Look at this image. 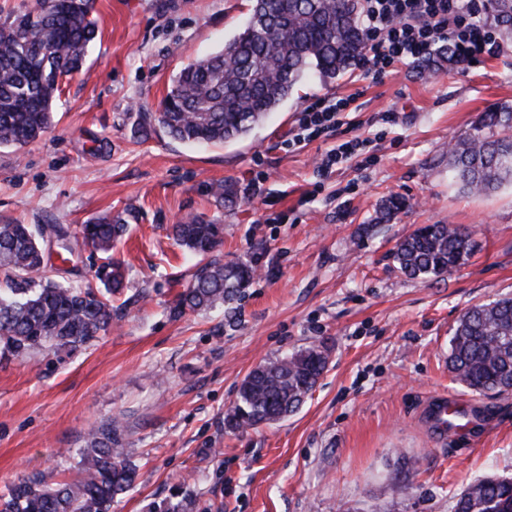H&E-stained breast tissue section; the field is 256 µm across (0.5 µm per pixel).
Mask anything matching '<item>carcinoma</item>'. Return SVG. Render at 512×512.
Returning <instances> with one entry per match:
<instances>
[{"instance_id":"cac0c4a2","label":"carcinoma","mask_w":512,"mask_h":512,"mask_svg":"<svg viewBox=\"0 0 512 512\" xmlns=\"http://www.w3.org/2000/svg\"><path fill=\"white\" fill-rule=\"evenodd\" d=\"M94 0H35V6L0 23V147H22L53 126L61 84L82 70L99 28ZM476 8L503 38L512 37V0H479ZM362 0H253L250 19L224 47L183 67L154 112L141 116L139 132L160 127L183 143H214L249 134L288 99L309 74L330 82L367 48ZM454 63L441 45L418 66L432 71ZM452 182L468 193L512 187V105L478 117L448 149ZM409 207L390 196L377 220ZM127 231L118 215L80 230L67 224H0V355L24 358L49 345L73 353L90 347L112 327L127 288L125 268L114 257ZM174 242L199 256L196 269L170 313L181 317L240 300L255 269L215 254L224 225L190 215L171 226ZM100 254L97 283L58 280L72 274L74 243ZM473 250L453 224H426L399 241L394 258L410 276L444 275L465 264ZM323 345H312L265 363L242 380L225 412L232 430L277 422L312 395L328 365ZM448 370L466 388L484 395L512 391V297L466 309L450 338ZM125 429L113 419L93 430L79 449V476L56 481L41 472L24 475L0 494V512H110L134 485ZM453 512H512V478L487 477L457 495Z\"/></svg>"}]
</instances>
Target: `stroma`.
I'll return each mask as SVG.
<instances>
[{
	"label": "stroma",
	"instance_id": "1",
	"mask_svg": "<svg viewBox=\"0 0 512 512\" xmlns=\"http://www.w3.org/2000/svg\"><path fill=\"white\" fill-rule=\"evenodd\" d=\"M250 5L95 0L99 32L55 101L52 129L0 147V224L122 215L130 229L116 256L133 298L85 351L0 358V493L31 472L76 478L88 433L116 417L137 477L112 512H155L185 495L189 512H452L475 479L512 477V393L473 395L446 363L461 313L512 296V188L476 197L448 181L449 145L481 112L512 104V40L450 71L408 63L373 78L355 66L326 84L300 81L237 141L141 137L142 113L184 66L220 50ZM318 97L349 99L342 126L287 148L297 113ZM387 111L397 125L384 123ZM357 136L368 152L320 170L327 150ZM228 181L231 203L215 194ZM397 193L410 209L373 223ZM190 215L223 225L225 260L257 270L231 313L169 315L197 263L169 227ZM424 224L470 231L469 260L441 276L405 275L392 253ZM312 344L329 348V363L296 413L225 428L251 370ZM442 393L480 416L444 444L424 419Z\"/></svg>",
	"mask_w": 512,
	"mask_h": 512
}]
</instances>
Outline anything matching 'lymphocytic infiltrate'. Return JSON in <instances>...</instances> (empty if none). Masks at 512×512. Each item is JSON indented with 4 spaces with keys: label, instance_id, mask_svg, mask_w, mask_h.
I'll use <instances>...</instances> for the list:
<instances>
[{
    "label": "lymphocytic infiltrate",
    "instance_id": "f902f5d3",
    "mask_svg": "<svg viewBox=\"0 0 512 512\" xmlns=\"http://www.w3.org/2000/svg\"><path fill=\"white\" fill-rule=\"evenodd\" d=\"M364 20L368 46L358 66L375 77L427 55L441 41L451 43L464 66L497 50L490 28L473 20L467 0H365ZM348 106L345 98L315 99L299 113L290 146L336 131Z\"/></svg>",
    "mask_w": 512,
    "mask_h": 512
}]
</instances>
